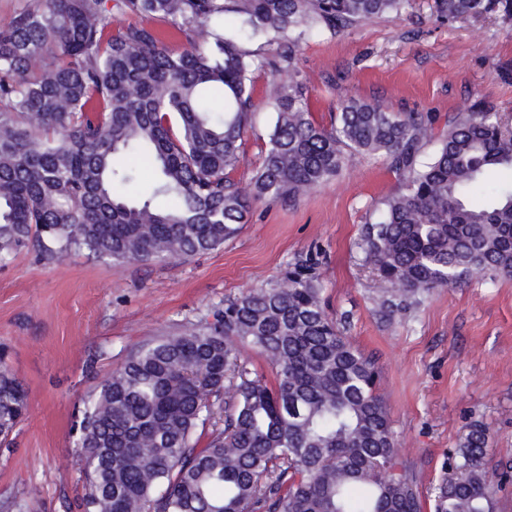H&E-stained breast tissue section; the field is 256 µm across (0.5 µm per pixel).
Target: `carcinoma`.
<instances>
[{
  "instance_id": "cac0c4a2",
  "label": "carcinoma",
  "mask_w": 512,
  "mask_h": 512,
  "mask_svg": "<svg viewBox=\"0 0 512 512\" xmlns=\"http://www.w3.org/2000/svg\"><path fill=\"white\" fill-rule=\"evenodd\" d=\"M408 2L31 0L0 27V264L30 246L58 262L83 251L192 257L223 245L254 202L296 201L347 156L382 152L405 177L361 235L364 261L393 289L382 306L480 273L511 278L512 130L492 106L448 116L438 136L428 112L346 99L324 128L290 71L304 34H341ZM114 12L139 20L115 26ZM490 13L512 17V0H436L443 22ZM146 19L170 22L189 47L169 52ZM260 33L288 45L269 87L278 118L246 189L229 172L251 128L246 44ZM437 136L434 158L416 166ZM144 170L154 183L141 193ZM480 185L491 190L475 198ZM241 344L275 365V384L249 377ZM232 375L224 426L200 448ZM378 377L308 274L227 299L213 320L140 346L84 402L83 512H421ZM26 400L0 357L1 441ZM489 451L487 429L471 425L448 456L436 512H497Z\"/></svg>"
}]
</instances>
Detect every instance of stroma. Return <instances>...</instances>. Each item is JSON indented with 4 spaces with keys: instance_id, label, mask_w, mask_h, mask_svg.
Returning <instances> with one entry per match:
<instances>
[{
    "instance_id": "1",
    "label": "stroma",
    "mask_w": 512,
    "mask_h": 512,
    "mask_svg": "<svg viewBox=\"0 0 512 512\" xmlns=\"http://www.w3.org/2000/svg\"><path fill=\"white\" fill-rule=\"evenodd\" d=\"M434 0L341 35L312 34L293 62L314 122L331 127L340 101L449 114L485 102L512 121V18L437 21ZM270 73L251 74L252 128L230 176L250 186L276 113ZM404 178L381 153L351 156L339 175L297 202L256 204L219 248L167 263L116 264L77 254L58 264L23 251L0 267V347L27 392L10 447H0V512H80L73 442L81 400L139 346L181 332L226 299L311 269L329 315L379 370L400 458L435 512L448 454L470 425L490 439L491 464L512 465V279L475 277L385 312L390 289L363 262L362 228Z\"/></svg>"
}]
</instances>
